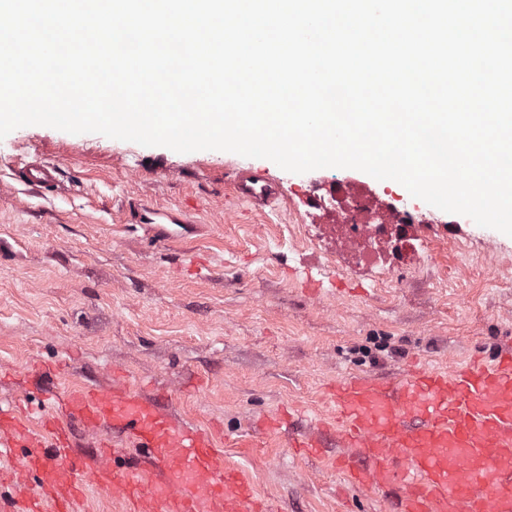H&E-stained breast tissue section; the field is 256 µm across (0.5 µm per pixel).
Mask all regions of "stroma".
<instances>
[{
  "label": "stroma",
  "mask_w": 512,
  "mask_h": 512,
  "mask_svg": "<svg viewBox=\"0 0 512 512\" xmlns=\"http://www.w3.org/2000/svg\"><path fill=\"white\" fill-rule=\"evenodd\" d=\"M33 156L57 166V190L19 181V162ZM248 163L39 125L1 139L0 407L36 431L49 398L111 387L118 371L178 421L217 428L225 464L279 512H393L389 497L359 488L333 495V436L321 457L301 459L288 434L337 375L392 377L413 359L447 369L512 341V237L393 180L308 172L393 191L443 237L440 255L382 288L373 272L337 271L291 223L299 175L269 164L272 203L238 199L228 174ZM142 206L182 221L135 223ZM47 364L59 367L54 380L41 374ZM286 407L296 411L289 432L256 428Z\"/></svg>",
  "instance_id": "1"
}]
</instances>
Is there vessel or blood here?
I'll return each mask as SVG.
<instances>
[{"label":"vessel or blood","mask_w":512,"mask_h":512,"mask_svg":"<svg viewBox=\"0 0 512 512\" xmlns=\"http://www.w3.org/2000/svg\"><path fill=\"white\" fill-rule=\"evenodd\" d=\"M20 178L53 188L58 170L34 158ZM231 178L245 202L265 206L276 196L261 170L238 168ZM325 400L326 412L291 441L299 454L317 455L325 428L347 450L332 469L367 490L398 487V512H512V352L450 370L413 366L391 385L341 376ZM74 421L127 434L137 455L112 467L116 451L104 443L99 464L77 472L68 460ZM7 479L24 492L21 512H76L90 486L124 512H277L225 465L210 431L172 423L158 400L127 387L57 397L39 433L0 410V482Z\"/></svg>","instance_id":"b4317fda"}]
</instances>
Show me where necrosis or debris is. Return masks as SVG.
Segmentation results:
<instances>
[{
	"mask_svg": "<svg viewBox=\"0 0 512 512\" xmlns=\"http://www.w3.org/2000/svg\"><path fill=\"white\" fill-rule=\"evenodd\" d=\"M306 209L302 221L325 226L340 251L371 259L373 252L393 256L399 267H414L415 241H424L430 253H437L441 241L432 236L420 210L381 201L359 184L347 182L339 189L324 190L322 181L301 184Z\"/></svg>",
	"mask_w": 512,
	"mask_h": 512,
	"instance_id": "necrosis-or-debris-1",
	"label": "necrosis or debris"
}]
</instances>
